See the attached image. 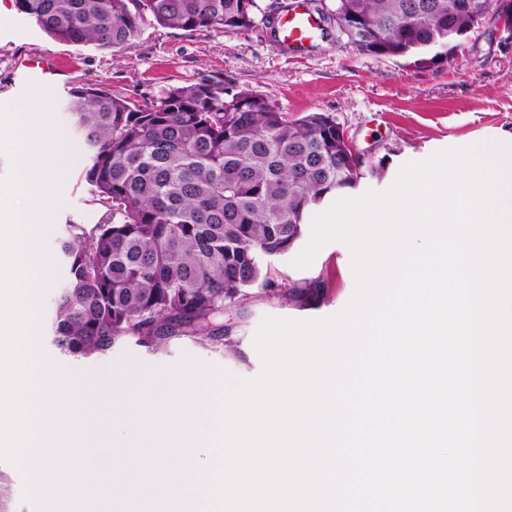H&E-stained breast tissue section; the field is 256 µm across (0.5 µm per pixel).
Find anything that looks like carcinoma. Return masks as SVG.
<instances>
[{"label": "carcinoma", "mask_w": 512, "mask_h": 512, "mask_svg": "<svg viewBox=\"0 0 512 512\" xmlns=\"http://www.w3.org/2000/svg\"><path fill=\"white\" fill-rule=\"evenodd\" d=\"M465 0H307L324 34L358 23L365 55L438 67L489 19ZM52 40L126 49L146 23L184 31L276 33L290 0H15ZM87 161L79 173L102 208L98 223L68 225L67 282L53 344L80 356L134 339L159 348L180 336L232 346L224 314L260 280L262 262L300 240L309 209L352 188L362 157L336 118L289 119L269 99L204 75L157 103L82 84L68 91Z\"/></svg>", "instance_id": "cac0c4a2"}]
</instances>
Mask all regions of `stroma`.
Segmentation results:
<instances>
[{
	"label": "stroma",
	"instance_id": "35a3bbf8",
	"mask_svg": "<svg viewBox=\"0 0 512 512\" xmlns=\"http://www.w3.org/2000/svg\"><path fill=\"white\" fill-rule=\"evenodd\" d=\"M0 2L6 7L0 17V106L45 111V104L32 103L37 86L25 80L20 62L33 55L47 56L56 75L46 88L54 99L60 132L72 150L64 202L49 212L51 229L40 238L42 249L53 259V283L36 301L39 351L64 375L107 373L130 356L151 367L178 366L186 374L220 369L251 379L262 370L254 338L264 318H326L340 312L355 290L351 253L344 243L324 245L305 268L294 266L299 254L294 248L264 264L260 280L234 311L232 349L180 337L157 349L129 339L103 355L60 352L48 340L56 292L66 278L60 244L68 225H91L100 217L99 205L78 179L85 157L65 106L72 86L102 83L131 98L158 101L170 87L208 75L263 95L292 119L310 112L331 114L364 156L360 179L343 192L347 198L386 191L404 164L438 151L476 140L512 150V47L501 44L493 19L471 32L443 66L414 69L399 59L362 54L331 35L319 39L308 53L294 55L262 29L240 34L148 26L128 50L73 47L51 40L14 9L12 0ZM313 284L318 290L302 306L274 293L278 287ZM0 484L6 489L8 512H43L23 469L0 461Z\"/></svg>",
	"mask_w": 512,
	"mask_h": 512
}]
</instances>
